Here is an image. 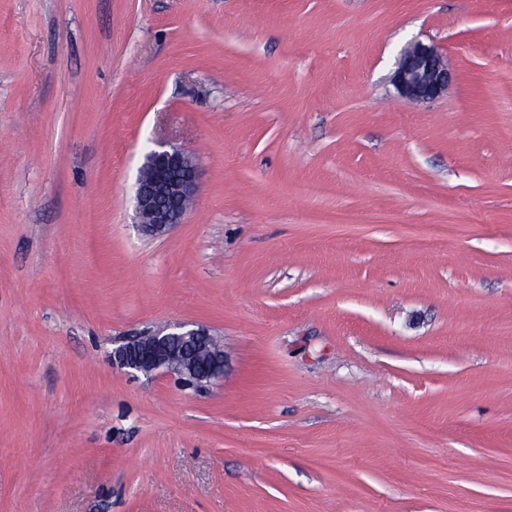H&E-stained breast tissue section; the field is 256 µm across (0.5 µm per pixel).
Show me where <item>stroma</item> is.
<instances>
[{"label": "stroma", "instance_id": "stroma-1", "mask_svg": "<svg viewBox=\"0 0 512 512\" xmlns=\"http://www.w3.org/2000/svg\"><path fill=\"white\" fill-rule=\"evenodd\" d=\"M176 324L223 377L113 366ZM0 512H512V0H0ZM391 81L400 96L428 100L448 91L452 72L435 45L418 41L404 50ZM147 155L149 176L138 178L134 197L135 213L144 229L154 235L165 233L173 225L179 224L187 211L170 208L168 201L191 204L197 187V167L188 153L179 148H166L158 144ZM177 171L175 179L169 177Z\"/></svg>", "mask_w": 512, "mask_h": 512}]
</instances>
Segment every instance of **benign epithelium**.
Listing matches in <instances>:
<instances>
[{
  "label": "benign epithelium",
  "mask_w": 512,
  "mask_h": 512,
  "mask_svg": "<svg viewBox=\"0 0 512 512\" xmlns=\"http://www.w3.org/2000/svg\"><path fill=\"white\" fill-rule=\"evenodd\" d=\"M451 81L448 61L438 48L420 41L404 50L392 76L400 96L418 101L447 92ZM147 164L149 176L137 180L134 208L144 229L159 235L180 223L185 214L168 202H193L197 167L184 150L162 143L147 155ZM112 363L133 372L170 375L184 386L202 388L224 375V350L204 329L179 326L119 345L112 350Z\"/></svg>",
  "instance_id": "benign-epithelium-1"
}]
</instances>
